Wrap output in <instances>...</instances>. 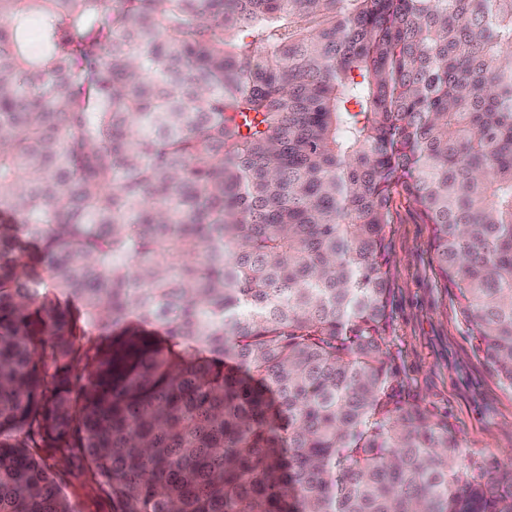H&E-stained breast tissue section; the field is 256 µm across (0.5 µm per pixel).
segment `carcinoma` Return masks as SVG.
I'll return each instance as SVG.
<instances>
[{
	"mask_svg": "<svg viewBox=\"0 0 512 512\" xmlns=\"http://www.w3.org/2000/svg\"><path fill=\"white\" fill-rule=\"evenodd\" d=\"M400 190L512 390V0H0V512H512L394 399ZM56 475L57 482L73 503L76 512H111L108 497L95 488L76 479L70 470L54 460H47Z\"/></svg>",
	"mask_w": 512,
	"mask_h": 512,
	"instance_id": "obj_1",
	"label": "carcinoma"
}]
</instances>
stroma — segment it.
Returning <instances> with one entry per match:
<instances>
[{
	"label": "stroma",
	"mask_w": 512,
	"mask_h": 512,
	"mask_svg": "<svg viewBox=\"0 0 512 512\" xmlns=\"http://www.w3.org/2000/svg\"><path fill=\"white\" fill-rule=\"evenodd\" d=\"M390 227L391 296L399 399L447 416L467 461L486 476H511L512 391L500 385L473 351L450 296L429 267L431 230L405 195H396ZM51 468L76 512H111L108 497L76 479L63 464Z\"/></svg>",
	"instance_id": "stroma-1"
}]
</instances>
